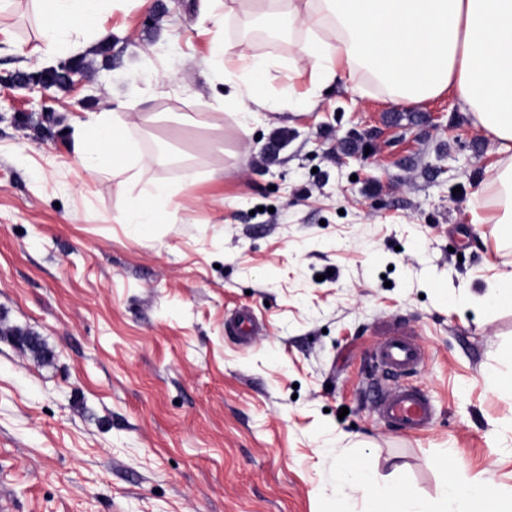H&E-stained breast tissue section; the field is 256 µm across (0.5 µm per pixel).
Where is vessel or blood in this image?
I'll return each mask as SVG.
<instances>
[{"mask_svg": "<svg viewBox=\"0 0 512 512\" xmlns=\"http://www.w3.org/2000/svg\"><path fill=\"white\" fill-rule=\"evenodd\" d=\"M420 358L415 345L400 336L386 339L370 355L371 362L385 378L368 386L367 397L392 424L407 432L426 429L434 412L418 388L399 382Z\"/></svg>", "mask_w": 512, "mask_h": 512, "instance_id": "1", "label": "vessel or blood"}]
</instances>
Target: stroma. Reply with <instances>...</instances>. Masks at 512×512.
I'll use <instances>...</instances> for the list:
<instances>
[{
	"mask_svg": "<svg viewBox=\"0 0 512 512\" xmlns=\"http://www.w3.org/2000/svg\"><path fill=\"white\" fill-rule=\"evenodd\" d=\"M199 7L114 9L94 83L0 92V489L14 512H371L365 489L337 487L341 462L427 504L449 475L490 480L501 501L512 305L482 318L470 302L512 261L494 225L471 232L492 140L452 94L396 105L340 79L297 108L215 109ZM21 42L36 44L20 2L0 15V73L51 67ZM119 104L142 151L187 155L148 174L178 186L176 223L138 239L115 217L143 183L102 185L60 134ZM197 112L204 125L171 120ZM239 312L250 339L229 326ZM397 333L424 353L405 383L436 407L414 434L363 394L370 353Z\"/></svg>",
	"mask_w": 512,
	"mask_h": 512,
	"instance_id": "1",
	"label": "stroma"
}]
</instances>
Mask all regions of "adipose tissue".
I'll return each instance as SVG.
<instances>
[{
	"label": "adipose tissue",
	"instance_id": "ef3b65f1",
	"mask_svg": "<svg viewBox=\"0 0 512 512\" xmlns=\"http://www.w3.org/2000/svg\"><path fill=\"white\" fill-rule=\"evenodd\" d=\"M33 2L39 26L35 50L43 56H78L109 35L103 17L113 0ZM202 2L199 26L211 36V78L224 87L214 99L217 107L299 105L305 97L296 91L294 80L304 75L314 92L339 78L357 92L369 75L397 103L415 104L452 92L472 123L492 138L499 156L474 193L480 211L472 221L497 225L499 242L512 245V0H238L242 25L256 23L286 34L294 55L284 61L254 47L225 59L222 0ZM279 65L287 69L289 81L274 91L269 75ZM72 137L79 146L78 162L96 177L113 165L127 182L135 183L155 162L117 115L88 113L86 120L74 124ZM175 196L169 183L153 181L146 195L130 202L116 221L136 237L153 225L176 223ZM336 479L370 487L380 512H394L388 506L394 498L400 502L395 512H427L380 483L369 468L344 464ZM490 493L489 482L449 479L429 512H448L452 503L461 512H486Z\"/></svg>",
	"mask_w": 512,
	"mask_h": 512
}]
</instances>
